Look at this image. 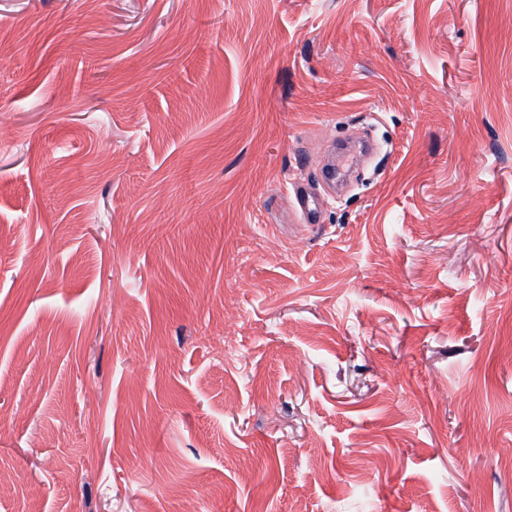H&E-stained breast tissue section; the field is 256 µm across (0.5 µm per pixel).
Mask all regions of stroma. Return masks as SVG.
<instances>
[{
  "mask_svg": "<svg viewBox=\"0 0 512 512\" xmlns=\"http://www.w3.org/2000/svg\"><path fill=\"white\" fill-rule=\"evenodd\" d=\"M0 121V512H512V0H0Z\"/></svg>",
  "mask_w": 512,
  "mask_h": 512,
  "instance_id": "1",
  "label": "stroma"
}]
</instances>
